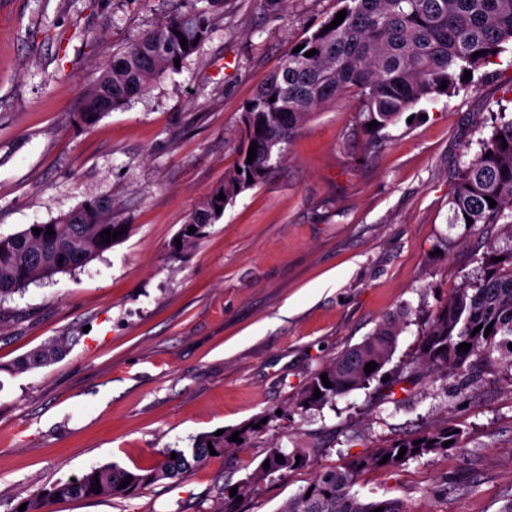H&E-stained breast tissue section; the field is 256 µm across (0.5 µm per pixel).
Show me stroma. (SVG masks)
<instances>
[{
	"mask_svg": "<svg viewBox=\"0 0 512 512\" xmlns=\"http://www.w3.org/2000/svg\"><path fill=\"white\" fill-rule=\"evenodd\" d=\"M341 0H225L178 71L92 127L76 122L113 53L173 0H0V235L85 200L112 198L128 235L86 265L0 299V512L19 493L108 463L147 464L223 432L224 455L125 498L69 499L51 512H216L268 448L310 461L243 495L277 512L323 470L444 423L461 446L353 487L409 512H502L512 498V375L476 367L426 377L419 345L440 302L475 273L499 225L449 224L455 170L512 112V49L452 97L418 104L371 141L358 101L321 106L196 246L176 239L237 160L244 109ZM403 312L369 386L322 406L300 398L331 359ZM73 343L37 368L33 349Z\"/></svg>",
	"mask_w": 512,
	"mask_h": 512,
	"instance_id": "stroma-1",
	"label": "stroma"
}]
</instances>
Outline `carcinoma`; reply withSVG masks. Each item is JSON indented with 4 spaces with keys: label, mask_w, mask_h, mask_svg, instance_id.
Returning <instances> with one entry per match:
<instances>
[{
    "label": "carcinoma",
    "mask_w": 512,
    "mask_h": 512,
    "mask_svg": "<svg viewBox=\"0 0 512 512\" xmlns=\"http://www.w3.org/2000/svg\"><path fill=\"white\" fill-rule=\"evenodd\" d=\"M206 5H201V2ZM224 0H180L175 12L147 33L133 39L124 50L112 55L97 82L86 95L84 110L77 114L80 125L91 127L106 113L124 107L146 93L154 81L176 70L175 59L185 61L209 38L215 12ZM344 20L324 32L332 23L329 16L321 27L303 40L299 52L288 55L281 66L250 99L243 113V143L235 168L224 182L200 201L182 226L181 249H189L204 236V229L223 214L239 194L263 183L273 158H282L285 145L319 106L347 92L355 94L363 123L377 134L419 103L438 96H452L465 87L464 72H476L492 63L495 54L512 46V0H344ZM186 38L188 49L180 39ZM316 50L307 57L305 53ZM481 51L476 58L472 54ZM447 87L440 88L441 83ZM275 101H269V98ZM503 139H498V135ZM256 156L247 162L251 142ZM507 147H502V142ZM225 195L220 199L219 195ZM496 205L489 207L487 198ZM112 199H89L49 221L55 235L40 234L30 224L22 231L0 236V298L25 289L29 284L50 280L87 264L115 244L103 242L100 234L117 232L123 225L113 220ZM448 223L499 224L506 246L491 247L481 258L480 275L466 280L441 303L420 341L423 367L438 377L455 376L472 365L471 357L483 362L492 373L512 372V115L500 112L489 136L479 140V150L455 175ZM194 226L196 231L188 233ZM500 261L494 262L492 258ZM482 326L479 332L474 328ZM492 326L490 332L485 327ZM402 325L394 318L381 320L365 339L331 360L322 372L332 387L315 375L306 388L302 403L322 406L353 390L365 388L389 361ZM471 344L467 352L458 349ZM374 362L377 367L365 372ZM321 397L314 398V389ZM461 433L453 426L436 427L421 435L424 442L402 440L378 448L371 456L340 469L320 472L307 488L290 498L278 512H408L397 499L365 502L351 493L359 473L368 468L391 469L431 453L458 447ZM452 441L449 447L442 443ZM224 454V436L200 437L191 448H164L149 467L125 468L106 464L20 498L24 512H50L59 500L99 497L123 498L136 494L158 480L180 473L189 461L210 458L208 446ZM407 451L397 459L399 449ZM176 458H171V453ZM390 455L386 463L383 456ZM281 455L284 461L276 460ZM301 460H296V456ZM308 448L290 453L270 448L265 459L269 468H258L257 476L295 469L307 463ZM130 476L127 487L119 485ZM99 480L100 492L92 491Z\"/></svg>",
    "instance_id": "obj_1"
}]
</instances>
